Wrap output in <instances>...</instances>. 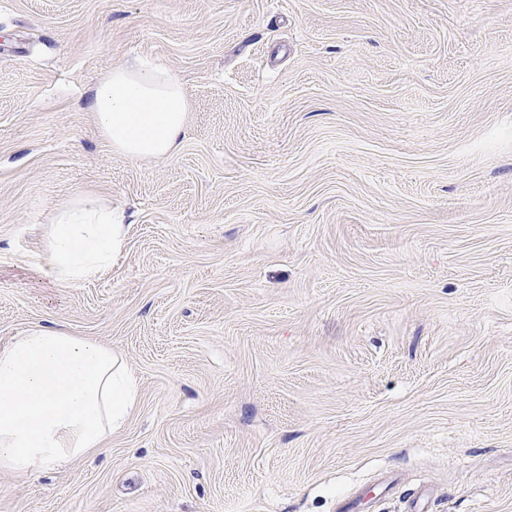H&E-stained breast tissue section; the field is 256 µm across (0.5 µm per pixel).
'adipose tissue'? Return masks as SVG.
<instances>
[{
	"label": "adipose tissue",
	"instance_id": "1",
	"mask_svg": "<svg viewBox=\"0 0 512 512\" xmlns=\"http://www.w3.org/2000/svg\"><path fill=\"white\" fill-rule=\"evenodd\" d=\"M87 102L102 136L139 159L171 154L189 110L178 78L139 61L107 74ZM123 219L93 195L59 210L49 228V277L78 284L108 270L126 245ZM137 401V378L110 347L60 328L15 337L0 345V470L26 475L96 454Z\"/></svg>",
	"mask_w": 512,
	"mask_h": 512
}]
</instances>
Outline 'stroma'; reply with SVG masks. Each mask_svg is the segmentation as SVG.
<instances>
[{
	"label": "stroma",
	"instance_id": "stroma-1",
	"mask_svg": "<svg viewBox=\"0 0 512 512\" xmlns=\"http://www.w3.org/2000/svg\"><path fill=\"white\" fill-rule=\"evenodd\" d=\"M191 102L115 151L88 88L133 59ZM124 212L99 279L56 210ZM110 346L139 401L0 512H512V0H0V345ZM123 213L93 195H83L52 218L48 235V275L58 283L96 279L126 245Z\"/></svg>",
	"mask_w": 512,
	"mask_h": 512
}]
</instances>
